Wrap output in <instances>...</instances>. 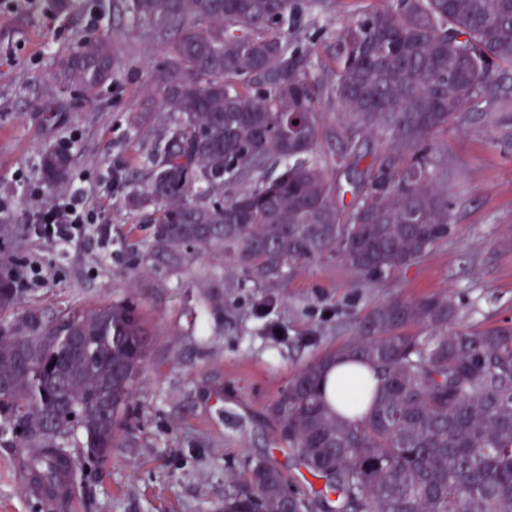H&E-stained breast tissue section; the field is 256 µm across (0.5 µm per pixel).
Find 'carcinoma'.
I'll list each match as a JSON object with an SVG mask.
<instances>
[{"label": "carcinoma", "instance_id": "1", "mask_svg": "<svg viewBox=\"0 0 512 512\" xmlns=\"http://www.w3.org/2000/svg\"><path fill=\"white\" fill-rule=\"evenodd\" d=\"M130 10L165 45L133 117L138 126L163 113L148 179L127 195L130 209H152V252L222 249L244 283L282 285L294 265L323 257L363 274L397 270L448 236L429 140L501 92L502 71H512V0H385L336 27L332 93L348 144L330 160L319 150L321 79L291 31L302 0H131ZM113 58L106 40L88 39L62 80L91 91ZM290 118L296 136H262ZM367 134L398 151L373 161L347 215L329 170L349 169ZM69 167L66 151H44L48 184ZM26 292L0 280V308ZM453 315L439 296L369 313L361 338L340 349L358 366L349 377L359 393L343 402L364 409L355 423L319 389L334 355L295 375L282 427L324 486L295 497L261 464L251 471L255 494L228 496L224 512H512V327L450 333ZM420 324L429 335L408 332ZM154 345L130 299L53 325L30 310L1 323L0 441L28 449L26 471L46 481L63 463L73 470L66 448L78 433L87 457H110Z\"/></svg>", "mask_w": 512, "mask_h": 512}]
</instances>
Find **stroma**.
<instances>
[{
	"mask_svg": "<svg viewBox=\"0 0 512 512\" xmlns=\"http://www.w3.org/2000/svg\"><path fill=\"white\" fill-rule=\"evenodd\" d=\"M379 0H336L308 11L296 33L321 65L319 150L341 146L342 107L328 86L336 62L325 46L336 25ZM103 37L117 70L93 91L60 88L63 62L83 40ZM164 53L133 22L126 0H0V277L32 262L44 282L25 308L44 323L65 311L132 298L157 334L128 413V431L105 461L81 458L68 481L73 512H222L259 464L277 468L288 492L310 497L322 480L298 464L282 436L276 405L310 363L360 336L382 303L448 298L452 332L512 326V74L505 93L467 108L433 136L442 161L437 187L448 196L447 238L416 263L381 276L340 260L296 265L286 284L241 285L219 249H150L153 226L131 211L142 185L157 115L132 126ZM66 150L69 175L47 186L40 156ZM122 171L123 187L112 184ZM82 188L96 220L111 229L61 245L30 235L27 220L58 190ZM0 512H48L22 471L20 449L0 446Z\"/></svg>",
	"mask_w": 512,
	"mask_h": 512,
	"instance_id": "stroma-1",
	"label": "stroma"
}]
</instances>
